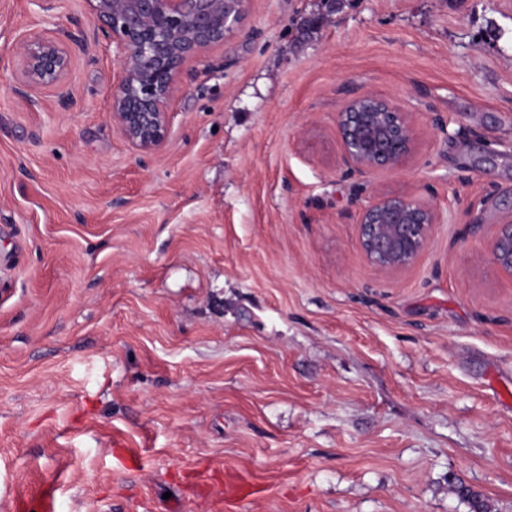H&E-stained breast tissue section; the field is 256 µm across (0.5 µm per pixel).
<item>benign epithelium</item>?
<instances>
[{
	"label": "benign epithelium",
	"mask_w": 512,
	"mask_h": 512,
	"mask_svg": "<svg viewBox=\"0 0 512 512\" xmlns=\"http://www.w3.org/2000/svg\"><path fill=\"white\" fill-rule=\"evenodd\" d=\"M244 2L86 0L93 36L112 41L117 50L112 123L135 150L151 153L168 141L169 106L183 66L234 32ZM16 57L23 76L17 92L35 106L38 99L32 92L62 83L71 52L60 38L28 34L18 40ZM336 137L343 165L362 175L403 163L415 145L411 113L373 93L343 102L336 112ZM438 223L440 214L430 204L376 194L357 216L361 250L377 270L399 271L417 259ZM490 256L495 266L512 275V224L500 225Z\"/></svg>",
	"instance_id": "1"
}]
</instances>
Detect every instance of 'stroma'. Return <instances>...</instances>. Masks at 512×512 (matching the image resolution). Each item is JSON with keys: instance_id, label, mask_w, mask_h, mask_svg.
Here are the masks:
<instances>
[{"instance_id": "1", "label": "stroma", "mask_w": 512, "mask_h": 512, "mask_svg": "<svg viewBox=\"0 0 512 512\" xmlns=\"http://www.w3.org/2000/svg\"><path fill=\"white\" fill-rule=\"evenodd\" d=\"M318 10L245 0L142 153L107 40L16 91L19 35L90 33L85 0H0V512H512V0ZM364 93L416 135L368 178L337 164ZM377 192L443 216L391 274ZM490 256L495 266L512 276V224L500 225Z\"/></svg>"}]
</instances>
